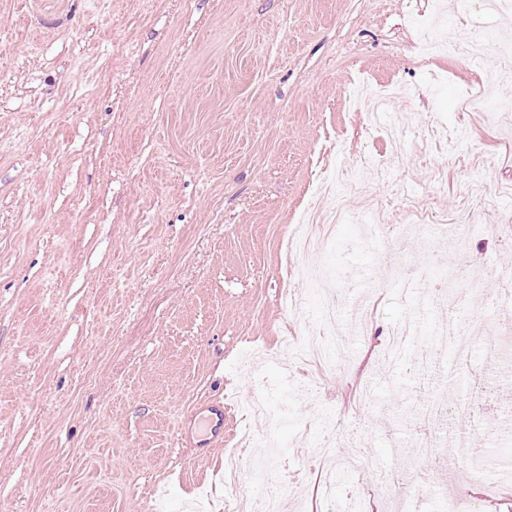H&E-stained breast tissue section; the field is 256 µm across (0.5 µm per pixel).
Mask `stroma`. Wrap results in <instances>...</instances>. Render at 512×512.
<instances>
[{
	"mask_svg": "<svg viewBox=\"0 0 512 512\" xmlns=\"http://www.w3.org/2000/svg\"><path fill=\"white\" fill-rule=\"evenodd\" d=\"M505 16L447 11L443 0H0V501L11 512H232L224 454L257 397L290 415L260 448L284 471L289 512L314 489L303 448L336 429L337 457L365 440L380 471L362 483L369 512H396L408 486L383 470L425 471L447 497L512 512V482L470 474L416 447L426 395L378 352L395 324L427 310L422 341L443 312L399 289L412 257L432 280L456 282L458 309L481 340L494 323L512 212V112L463 97L498 65L463 63L421 43L433 29L459 41ZM400 82L391 103L402 131L430 126L447 143L411 142L367 192H349L335 246L295 258L283 279L284 232L320 178L384 155L355 82ZM377 202L384 243L357 244ZM472 207L466 236H437L442 265L403 233L413 213ZM329 274L310 286L305 272ZM318 321L333 297L343 313L378 309L319 390L283 378L285 289ZM449 401L478 382L480 348L447 352ZM224 404V437L199 438Z\"/></svg>",
	"mask_w": 512,
	"mask_h": 512,
	"instance_id": "35a3bbf8",
	"label": "stroma"
}]
</instances>
